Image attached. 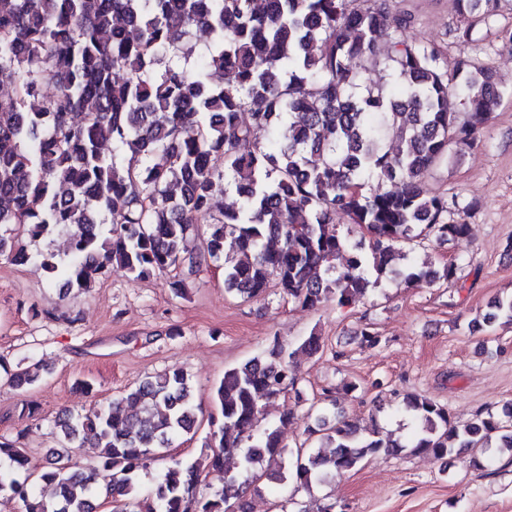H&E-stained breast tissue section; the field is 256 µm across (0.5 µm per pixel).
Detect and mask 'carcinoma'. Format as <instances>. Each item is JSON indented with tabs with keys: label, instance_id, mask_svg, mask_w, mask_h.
I'll use <instances>...</instances> for the list:
<instances>
[{
	"label": "carcinoma",
	"instance_id": "cac0c4a2",
	"mask_svg": "<svg viewBox=\"0 0 512 512\" xmlns=\"http://www.w3.org/2000/svg\"><path fill=\"white\" fill-rule=\"evenodd\" d=\"M0 0V258L39 262L50 280L85 291L110 266L149 279L192 259L187 224L205 225L203 252L224 258V286L243 300L274 286L303 308L360 301L385 277L413 286L455 279L456 268L394 267L397 245L446 242L470 232L469 206L428 187L437 165L480 140L502 105L493 72L476 56L443 61L412 41L393 0ZM504 0H455L456 38L470 42ZM208 41L197 54V39ZM382 57L387 88L371 87L354 60ZM229 74L232 80L220 78ZM52 88L48 95L44 88ZM460 100L452 112L448 100ZM390 136L399 145L384 146ZM112 141L119 163L102 152ZM372 180L374 192H363ZM237 196L228 206L224 196ZM365 229L371 254L350 245L336 212ZM37 240L71 226L68 259L32 254L6 230ZM483 319L512 323V294ZM310 334L288 349L230 367L214 389L203 460L167 456L174 439L196 433L190 378L179 367L148 377L106 405L55 421L65 445L39 467L0 441V495L21 512H93L101 488L122 512H248L252 478L267 472L291 485L279 512L310 509L297 499L362 460L405 449L437 460L456 453L474 467L512 449V404L456 424L421 394L400 410L417 429L406 444L361 429L324 408L305 440L290 447L279 428L259 429L261 405L295 386L293 359L324 350ZM44 367L7 374L26 389ZM91 443L97 465L78 471L69 449ZM167 460L145 497L140 475ZM222 476L219 488L203 475ZM54 488L36 497L30 478Z\"/></svg>",
	"mask_w": 512,
	"mask_h": 512
}]
</instances>
